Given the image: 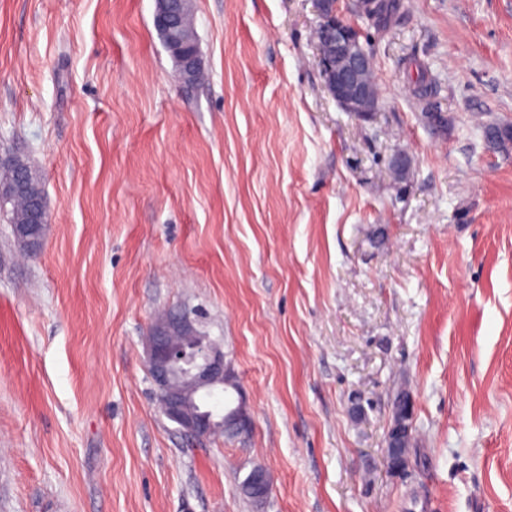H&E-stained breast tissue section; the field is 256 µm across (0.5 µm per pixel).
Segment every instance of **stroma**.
<instances>
[{
  "instance_id": "stroma-1",
  "label": "stroma",
  "mask_w": 512,
  "mask_h": 512,
  "mask_svg": "<svg viewBox=\"0 0 512 512\" xmlns=\"http://www.w3.org/2000/svg\"><path fill=\"white\" fill-rule=\"evenodd\" d=\"M396 2L383 29L340 2L363 119L323 89L312 0H193L191 89L155 0H0V154L51 215L34 256L0 221V512H512V152L483 134L512 126V0ZM180 309L246 437L162 415L146 341ZM410 393L409 401H410V411L406 414L405 420L402 415H399L398 418L390 424L387 434H386V446H385V460L390 470L394 472H400L404 466L400 459L397 456L395 448H399V443L401 445L400 448H405V457L407 460V456L409 458L411 449L414 447V437L413 433L405 434L402 439H400L399 443L397 442L398 437L403 432V429L410 430L414 424V414H415V400L412 393ZM243 486L255 498L265 501L270 490V475L264 467H255L248 473Z\"/></svg>"
}]
</instances>
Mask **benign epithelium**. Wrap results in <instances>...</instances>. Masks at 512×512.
I'll return each instance as SVG.
<instances>
[{"label": "benign epithelium", "instance_id": "obj_1", "mask_svg": "<svg viewBox=\"0 0 512 512\" xmlns=\"http://www.w3.org/2000/svg\"><path fill=\"white\" fill-rule=\"evenodd\" d=\"M156 2L155 27H172L168 0ZM313 2L319 16L315 37L324 90L343 111L352 116L368 117L376 112L379 102L373 53L361 41L360 29L345 20L339 0ZM178 57L181 62L179 77L186 82L198 64L199 53L196 49L187 48ZM9 194L31 196L27 223L14 225V231L17 241L34 254L42 248L47 228L44 221L47 210L45 195L31 193L30 186L22 177L6 185L0 183V195ZM146 361L163 414L177 424L183 434L202 438L223 424L251 426V418L241 399L236 408L225 412L218 421L187 413L195 395L199 397L224 385L240 390L226 373L223 351L197 332L188 313H168L154 322L148 336ZM409 401L410 411L404 417L398 416L386 434L385 460L389 469L397 473L404 468L396 453L399 447L397 439L403 429H410L414 424V397H409ZM244 488L255 498L266 500L270 490L268 471L262 466L252 469L245 479Z\"/></svg>", "mask_w": 512, "mask_h": 512}]
</instances>
